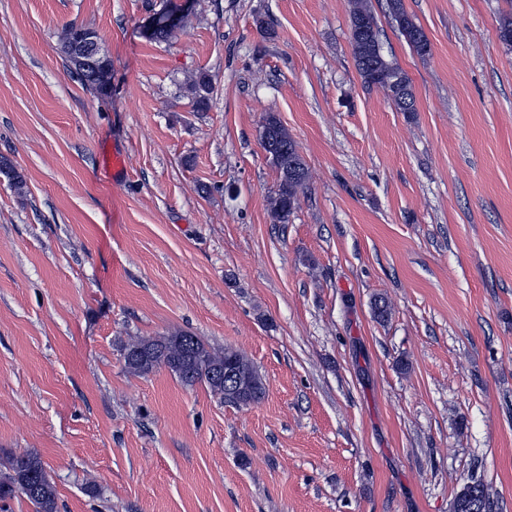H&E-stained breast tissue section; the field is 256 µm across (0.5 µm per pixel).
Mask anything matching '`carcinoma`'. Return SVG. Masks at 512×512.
<instances>
[{
  "label": "carcinoma",
  "mask_w": 512,
  "mask_h": 512,
  "mask_svg": "<svg viewBox=\"0 0 512 512\" xmlns=\"http://www.w3.org/2000/svg\"><path fill=\"white\" fill-rule=\"evenodd\" d=\"M389 11L410 47L420 56L430 53L428 39L405 10L403 0H389ZM351 46L355 66L368 87L395 90L388 95L403 112L416 111L410 79L393 61L387 59L380 40V30L367 0H351ZM83 85L105 95L110 88L111 63L106 57H88L74 64ZM189 90L196 111L209 108L213 85L205 72L190 79ZM262 127L269 139L261 142L270 164L279 174V182L270 198V212L277 224L288 223L306 188L309 172L296 142L272 113L265 115ZM0 175L8 179L19 194L24 193L25 180L12 163L0 157ZM125 368L135 375H147L165 367L182 385L193 387L203 383L225 403L246 407L262 399L266 384L258 368L243 352L225 347L215 349L186 330H174L160 336H140L123 349ZM469 486L456 493L459 508L454 512H492L493 501L488 486L470 478ZM24 496L34 512H57L56 488L40 458L31 452L14 457L9 472L0 477V501Z\"/></svg>",
  "instance_id": "cac0c4a2"
}]
</instances>
